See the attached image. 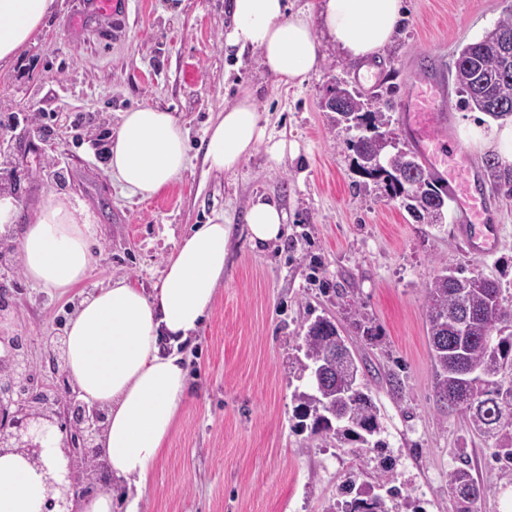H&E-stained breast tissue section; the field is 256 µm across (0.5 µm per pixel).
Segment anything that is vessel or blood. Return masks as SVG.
<instances>
[{
	"label": "vessel or blood",
	"mask_w": 512,
	"mask_h": 512,
	"mask_svg": "<svg viewBox=\"0 0 512 512\" xmlns=\"http://www.w3.org/2000/svg\"><path fill=\"white\" fill-rule=\"evenodd\" d=\"M448 95L445 69L440 61L422 71L417 84L399 100L401 129L423 164L454 187V200L463 223L459 230L477 257L492 255L499 244V227L491 215L490 200L464 144L451 130L445 107Z\"/></svg>",
	"instance_id": "vessel-or-blood-1"
}]
</instances>
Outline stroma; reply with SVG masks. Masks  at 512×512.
I'll use <instances>...</instances> for the list:
<instances>
[{
  "label": "stroma",
  "instance_id": "1",
  "mask_svg": "<svg viewBox=\"0 0 512 512\" xmlns=\"http://www.w3.org/2000/svg\"><path fill=\"white\" fill-rule=\"evenodd\" d=\"M90 2L56 0L33 43L0 67V190L25 212L52 193L69 199L92 232L88 275L62 294L26 279L20 225L0 231V336L20 343L35 393L69 397L56 342L81 299L116 277L152 293L175 244L220 217L231 226L224 277L185 352L189 399L137 512H329L350 477L370 496L389 483L425 494L430 512H457L448 475L464 463L483 489L478 512H503L512 468L496 462L491 441L472 433L462 413L436 407L426 286L446 267L512 289V198L494 199L496 253L474 256L454 211L442 226L416 224L375 184L355 188L354 154L325 103L340 80L371 110L385 90L401 96L424 51L453 66L459 44L491 30L512 0H404L397 35L375 63L378 83L329 46L292 89L276 86L255 53H226L228 0H129L109 19ZM244 87L299 154L275 161L261 148L235 172L208 169L203 132ZM458 101L449 90L456 133L478 166L486 151L473 133L491 119ZM139 106L172 112L191 158L150 199L114 185L100 155L102 135ZM260 195L275 198L287 221L282 241L256 248L245 216ZM319 317L338 325L366 370L384 451L298 426L296 394L308 381L295 358L304 326ZM389 372L399 392L386 384Z\"/></svg>",
  "mask_w": 512,
  "mask_h": 512
}]
</instances>
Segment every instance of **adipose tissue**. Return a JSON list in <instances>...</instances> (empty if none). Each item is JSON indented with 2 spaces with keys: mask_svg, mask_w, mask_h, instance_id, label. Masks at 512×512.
I'll list each match as a JSON object with an SVG mask.
<instances>
[{
  "mask_svg": "<svg viewBox=\"0 0 512 512\" xmlns=\"http://www.w3.org/2000/svg\"><path fill=\"white\" fill-rule=\"evenodd\" d=\"M55 0H0V63L11 61L40 29ZM403 0H316L289 11L286 0H230L226 46L254 51L279 86H301L331 41L346 60L378 55L402 18ZM204 161L230 173L258 148L272 159L297 154L295 143L263 124L253 91L244 90L205 132ZM105 171L123 189L151 198L186 170L187 146L170 112L142 107L124 112L111 138ZM25 219L18 240L26 277L64 292L79 285L92 263L89 224L67 199L49 195L22 213L18 200L0 192V229ZM249 238L259 246L282 237L286 214L276 202L257 199L247 213ZM230 228L203 224L173 249L153 295L116 280L83 299L65 330L63 370L81 397L104 409L99 460L116 478L133 482L137 495L151 486L187 395L178 352L197 331L224 275ZM39 461L11 450L0 453V512H42L69 469L62 436L44 423Z\"/></svg>",
  "mask_w": 512,
  "mask_h": 512,
  "instance_id": "ef3b65f1",
  "label": "adipose tissue"
}]
</instances>
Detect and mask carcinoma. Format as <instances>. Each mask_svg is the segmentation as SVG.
Wrapping results in <instances>:
<instances>
[{
  "label": "carcinoma",
  "mask_w": 512,
  "mask_h": 512,
  "mask_svg": "<svg viewBox=\"0 0 512 512\" xmlns=\"http://www.w3.org/2000/svg\"><path fill=\"white\" fill-rule=\"evenodd\" d=\"M512 44V5L505 8L495 27L480 39L464 44L454 62V84L459 106L476 109L494 120L512 119V59L506 45ZM343 93L348 111L358 113L362 133L347 140L356 158L376 156L382 168L358 167L363 177L383 180L391 198L417 223L440 224L438 207L448 191L440 187L417 157L402 149L392 154L382 128L386 114L363 111L361 94L338 82L333 94ZM484 175L491 190L512 198V164L489 154L483 159ZM428 339L435 368L434 390L448 397L439 411H465L472 430L493 440L496 459L512 462V299L503 295L498 281L480 273L461 276L440 269L427 284ZM304 358L298 360L300 374L322 369L325 379L312 381V389L297 394L301 427L314 435L343 437L362 451L382 448L378 408L362 389L341 400L342 391L356 383L358 366L351 358L341 363L334 358L346 351L335 323L325 317L311 322L303 336ZM311 423H306V420ZM448 492L461 504L460 512H472L481 496L470 471L459 467L450 473ZM337 512H391L385 500L371 502L356 497L337 503Z\"/></svg>",
  "instance_id": "carcinoma-1"
}]
</instances>
